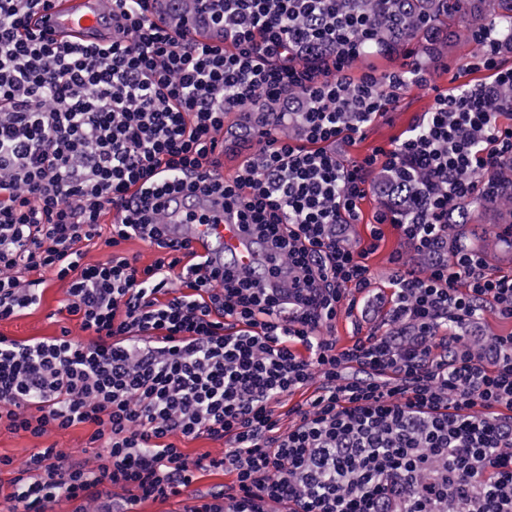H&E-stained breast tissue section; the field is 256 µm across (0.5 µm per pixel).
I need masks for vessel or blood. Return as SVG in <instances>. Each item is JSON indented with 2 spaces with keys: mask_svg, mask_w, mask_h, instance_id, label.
<instances>
[{
  "mask_svg": "<svg viewBox=\"0 0 512 512\" xmlns=\"http://www.w3.org/2000/svg\"><path fill=\"white\" fill-rule=\"evenodd\" d=\"M112 0H54L43 14L41 28L47 34H72L92 43L106 42L112 32ZM169 214L207 213L214 217L211 225L172 223L168 238L185 243L189 250L211 266L247 273L261 286L279 287L276 279L266 278L264 265L258 262L245 225L224 210L223 202L190 192L169 197L165 202Z\"/></svg>",
  "mask_w": 512,
  "mask_h": 512,
  "instance_id": "vessel-or-blood-1",
  "label": "vessel or blood"
}]
</instances>
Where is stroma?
Segmentation results:
<instances>
[{
    "label": "stroma",
    "mask_w": 512,
    "mask_h": 512,
    "mask_svg": "<svg viewBox=\"0 0 512 512\" xmlns=\"http://www.w3.org/2000/svg\"><path fill=\"white\" fill-rule=\"evenodd\" d=\"M437 39L418 38L416 46L421 63L433 74V88L408 86L402 93L398 105L385 114L376 115L365 125L362 133L337 144V153L346 160H356L370 154L374 148L390 147L391 143L404 138L409 129L419 122L424 113L434 104L436 90L451 94L459 93L462 86L492 85L494 77L486 70L458 73V64L469 61L478 47L464 35L460 21H440ZM460 206L469 210L472 219L466 227L468 242L477 245L487 256L492 272L512 274V245L492 232L495 224H503L505 207H488L483 203L481 192L460 199ZM371 274L369 301L364 307L343 313L329 330L340 344H351L356 331L380 332L389 329L388 312L392 306L394 287L392 277L397 268L426 273L428 260L418 254L400 231L392 225H384L383 238L377 249L367 259ZM41 299L19 315L0 321V336L25 342L59 335L62 328H69L73 337L82 332L76 322L61 308L67 300V282L58 280L52 274H45ZM89 427L77 426L65 431H53L41 438L31 437L24 432H0V456L13 458L15 464H22L32 449L56 445L69 449L76 458L92 459V451L86 450L85 443Z\"/></svg>",
    "instance_id": "obj_1"
}]
</instances>
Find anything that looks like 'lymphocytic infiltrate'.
<instances>
[{
	"label": "lymphocytic infiltrate",
	"instance_id": "obj_1",
	"mask_svg": "<svg viewBox=\"0 0 512 512\" xmlns=\"http://www.w3.org/2000/svg\"><path fill=\"white\" fill-rule=\"evenodd\" d=\"M52 0H0V320L37 304L39 280L68 281L69 330L37 341L0 336V430L40 438L91 427L96 463L54 446L17 469L9 512H71L127 491L123 512L183 495L204 472L231 487L192 497L183 512H512V333L481 349L459 333L491 313L512 322V274L450 243L454 200L500 190L512 167V68L503 38L484 27L463 71L494 86L436 93L431 112L391 148L348 162L337 142L387 112L430 75L411 37L380 41L375 20L341 0H195L216 40L186 42L158 0H116L107 45L45 38ZM398 55L399 69L351 73L366 55ZM256 159L218 181V134L243 107ZM300 114L297 138L275 130ZM393 182L374 187L375 169ZM420 185L409 208L393 196ZM384 198L370 238L396 227L429 271L394 281L386 333L341 345L322 334L349 297L370 287L367 249L348 229L372 191ZM219 195L279 257L288 288L209 267L165 237L163 197ZM119 217L103 225L106 209ZM114 252L89 263L83 243ZM138 239L159 251L149 265L117 253ZM182 291L170 296L172 281ZM310 389L282 426L276 407ZM223 441L222 454L190 457L177 438Z\"/></svg>",
	"mask_w": 512,
	"mask_h": 512
}]
</instances>
